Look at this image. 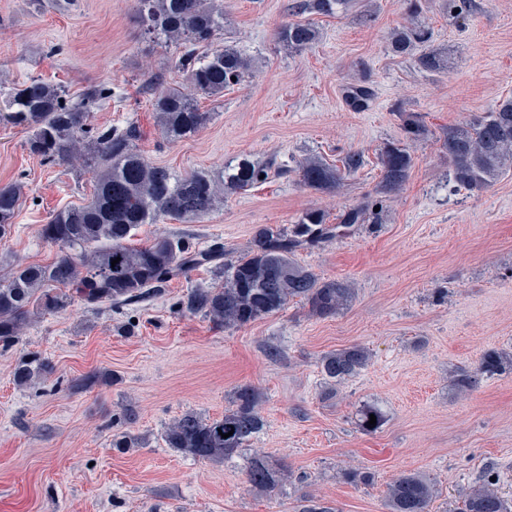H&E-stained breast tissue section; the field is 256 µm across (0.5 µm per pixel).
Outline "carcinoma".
<instances>
[{
  "mask_svg": "<svg viewBox=\"0 0 512 512\" xmlns=\"http://www.w3.org/2000/svg\"><path fill=\"white\" fill-rule=\"evenodd\" d=\"M138 26L164 46L174 47V67L192 89L164 88L154 97L152 109L164 140L176 143L202 130L212 113L202 110L195 96L215 97L241 85L254 74V61L231 44L217 45L224 31V7L217 0H134ZM407 24L394 31L390 50L410 56L426 70L448 68L445 49L434 45L430 27L418 21L422 0H402ZM352 6V0H293V19L277 31L281 48L302 53L313 47L318 30L304 15H334ZM236 80H231V77ZM374 96L366 68L354 70L344 89L347 103L357 110ZM112 100V88L91 82L76 96L61 85L32 79L0 89V126L29 133L26 147L44 162L81 165L94 183L91 199L56 211L42 226V238L59 249L48 263L0 269V346L10 348L41 316L80 303L128 305L165 293L172 281L204 269L214 282L194 287L178 304L179 311L202 315L218 328H241L276 313L297 300L313 317L336 315L351 299L346 280H325L296 259V253L354 233L356 226L380 219L383 201L365 198L329 221L319 208L303 211L287 227L262 226L252 238L247 254L224 263V242L197 247L181 236L160 233L143 244L130 241L142 224L162 220L198 221L224 202V197L266 183L276 172L270 158L255 161L236 157L224 161L216 172H176L149 161L138 142L143 131L130 124L90 126L91 112ZM410 141L428 137L429 129L417 117L405 121ZM441 147L448 155L449 178L457 192L468 194L492 187L512 162V97L463 125L443 132ZM414 159L402 142H389L380 150L377 165L384 193H398L409 179ZM365 166L364 154L350 151L340 164L321 156L305 158L297 168L300 183L315 191H334L341 182ZM24 186L0 187V240L11 235L21 206ZM119 263L112 264L113 260ZM370 360L369 351L351 345L324 354L319 362L324 380L337 385L356 376ZM512 374V354L488 350L476 368L453 379L466 392L483 377ZM53 373V366L37 351L22 353L14 375L21 386L35 384ZM265 427L260 394L250 386L239 388L224 415L206 418L186 412L164 430L165 445L201 461L224 460L238 453ZM233 435L224 437V434ZM247 482L260 492L272 493L288 481V470L269 456L254 454ZM434 489L419 475H401L387 488L388 512H428ZM458 512H512L492 484L475 486L465 494Z\"/></svg>",
  "mask_w": 512,
  "mask_h": 512,
  "instance_id": "carcinoma-1",
  "label": "carcinoma"
}]
</instances>
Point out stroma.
<instances>
[{"mask_svg": "<svg viewBox=\"0 0 512 512\" xmlns=\"http://www.w3.org/2000/svg\"><path fill=\"white\" fill-rule=\"evenodd\" d=\"M290 2L222 0L224 41L253 56L259 71L202 99L210 124L170 144L153 126L154 94L144 85L159 71L167 85L187 82L169 51L141 35L131 0H0V81L38 77L72 94L90 82L109 85L117 98L94 111L93 124L137 123L140 151L178 172L216 171L236 156H273L291 169L227 196L202 220L144 225L139 242L160 232L200 246L220 240L226 261H236L260 226L289 225L309 208L334 216L376 194L377 156L402 138L407 115L430 129L411 144L414 166L404 189L386 197L383 223L296 255L321 278L352 284L354 297L338 315L318 319L293 301L244 327L218 329L175 307L187 289L210 285L199 270L138 304H72L0 348V512H299L312 497L334 512H387L388 483L408 471L433 485L430 512H452L488 480L512 499V375L469 393L452 385L486 349L512 352V169L489 190L459 195L447 184L439 143L445 127L512 96V0H474L463 22L443 0H427L421 19L451 56L440 73L389 51L390 32L405 22L400 0L314 17L318 43L292 56L276 40ZM359 61L374 96L356 111L342 89ZM27 138L0 127V186L25 185L14 229L0 241L4 267L52 261L58 249L42 239L43 224L92 192L71 165L32 156ZM350 150L363 151L366 164L336 194L308 189L292 172L309 154L334 161ZM354 344L369 350L368 366L325 393L320 358ZM28 350L54 372L20 387L13 373ZM98 372L113 382L70 390L71 379ZM243 386L259 390L267 421L249 447L219 462L166 448L162 433L174 418L221 416ZM368 406L385 416L373 432L359 425ZM128 409L136 419L127 425ZM123 430L142 437L141 447L113 448ZM257 451L291 472L269 496L246 479ZM348 466L374 472V482L343 480Z\"/></svg>", "mask_w": 512, "mask_h": 512, "instance_id": "stroma-1", "label": "stroma"}]
</instances>
